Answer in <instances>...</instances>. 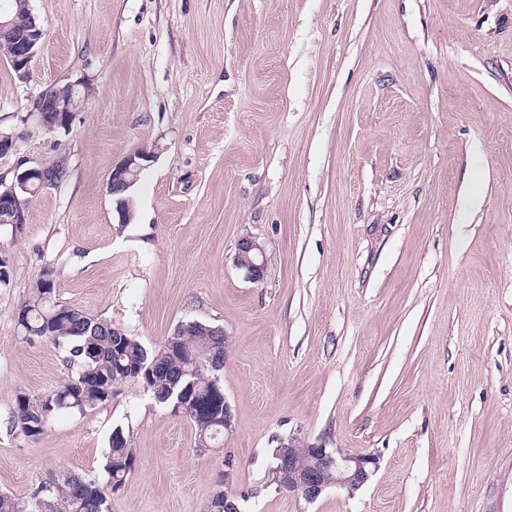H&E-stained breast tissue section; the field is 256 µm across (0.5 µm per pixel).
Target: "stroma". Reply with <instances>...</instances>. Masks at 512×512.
<instances>
[{
    "label": "stroma",
    "mask_w": 512,
    "mask_h": 512,
    "mask_svg": "<svg viewBox=\"0 0 512 512\" xmlns=\"http://www.w3.org/2000/svg\"><path fill=\"white\" fill-rule=\"evenodd\" d=\"M44 29L21 81L0 51V158L70 175L0 227V492L135 465L111 512H512V0H29ZM81 81L68 130L28 120ZM154 157L118 221L112 167ZM264 248L248 281L239 239ZM56 298L152 350L183 321L223 327L225 448L135 382L39 439L18 394L69 374L15 315L44 269ZM372 453L317 500L267 486L277 437ZM235 465L225 470L224 455Z\"/></svg>",
    "instance_id": "35a3bbf8"
}]
</instances>
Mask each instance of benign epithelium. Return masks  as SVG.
<instances>
[{
	"label": "benign epithelium",
	"mask_w": 512,
	"mask_h": 512,
	"mask_svg": "<svg viewBox=\"0 0 512 512\" xmlns=\"http://www.w3.org/2000/svg\"><path fill=\"white\" fill-rule=\"evenodd\" d=\"M44 30L33 28L25 20L10 14H0V49L11 60L15 76L25 81L30 77L31 62L42 46ZM77 84H68V89L55 85L44 88L36 102L32 115L39 126L52 129L61 123V115L73 113L74 109L64 103L73 95ZM153 155L145 148H139L117 163L110 174L112 190H122L134 184L144 163ZM44 187L50 184L49 166L31 168L16 175L15 185L24 193L30 192L32 178ZM235 263L252 282L263 280L267 266L263 248L250 238L239 240L236 247ZM278 448L272 457L279 460L276 468L278 488L299 492L307 501H315L330 487H343L354 491L366 484L378 467L377 457L371 454H354L338 448H309L305 461H296L297 441L294 438L277 439Z\"/></svg>",
	"instance_id": "obj_1"
}]
</instances>
